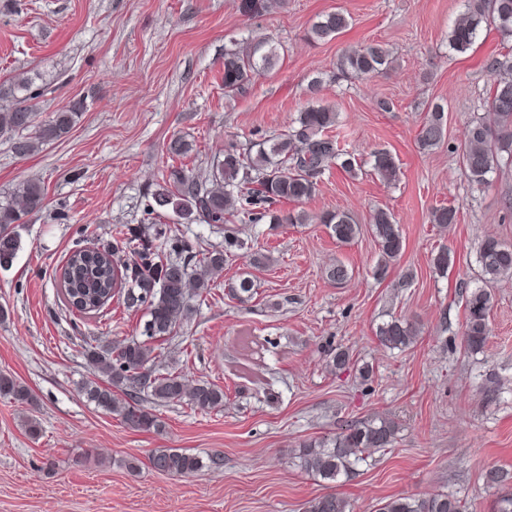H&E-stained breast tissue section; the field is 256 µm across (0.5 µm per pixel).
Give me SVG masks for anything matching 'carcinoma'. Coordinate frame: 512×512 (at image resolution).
<instances>
[{
  "label": "carcinoma",
  "mask_w": 512,
  "mask_h": 512,
  "mask_svg": "<svg viewBox=\"0 0 512 512\" xmlns=\"http://www.w3.org/2000/svg\"><path fill=\"white\" fill-rule=\"evenodd\" d=\"M283 6V0H240V10L249 16L261 15ZM494 27L501 36L512 38V0H468L464 17L454 25L449 44L458 51L467 50L476 40L481 24ZM349 20L341 11L325 14L308 33L311 41H322L341 34ZM389 65L388 52L378 44H367L349 52L342 60L345 72L367 77ZM491 80V99L485 116L467 125L463 167L471 183L482 185L487 176L512 158V56L491 58L485 66ZM259 69L253 55L237 49L224 52V90L242 92L254 82ZM38 89L29 76L19 75L0 84V100L9 106L0 110V134L12 138V149L20 157L28 156L39 146L66 136L79 113V106L61 109L38 127L35 137L23 132L34 120L27 101ZM337 113L330 106L309 105L301 111L297 125L280 136L249 144L244 151L230 148L224 159L211 164L209 171L194 176L182 167L171 166L162 172L161 181L146 204V215L156 209H170L181 220L200 221L224 227V246L202 254L194 274L185 260L162 257V249L181 255L189 245L171 238L160 246L144 224L126 225L119 240L95 243L72 250L59 270V284L69 308L82 314L101 310L115 295H120L128 309L144 308L149 319L145 338L117 341L103 347L87 343L84 357L93 378L83 382L78 393L98 408L118 414L124 424L136 431L158 430L161 426L152 405L187 400L200 411L224 405V390L200 381L188 385L180 373H161L154 367L155 343L166 340L192 314L191 295L207 292L214 277L224 270L227 259L246 242L229 225L303 224L305 214L282 209L288 202H303L316 191L318 179L329 164L340 161L349 174L356 173L355 154L342 150L336 137L329 134L336 125ZM444 110L436 105L428 113L418 133L423 149L433 148L444 138ZM374 170L385 180L397 178L398 167L387 151L374 154ZM44 186L37 180L21 183L9 196L0 200V268L12 266L21 248L17 230L23 216L45 207ZM320 223L330 226L336 241L352 242L359 225L345 212L325 213ZM430 222L446 228L457 222V210L441 206L430 213ZM372 233L378 243L384 274L390 261L402 250L403 240L393 215L383 209L374 212ZM122 249L132 258L114 260ZM479 263L485 282L493 283L512 277V244L495 237L485 238L479 250ZM493 297L486 288H475L466 296V319L463 329L467 350L481 351L490 336L489 316ZM419 334L417 323L394 318L377 327L379 342L388 349H405ZM0 395L21 405L33 401L30 389L11 375L0 374ZM396 434L395 422L386 417L370 419L326 438L307 441L297 454L298 466L305 472L335 482L348 475L370 448L390 446ZM151 467L172 477H188L203 467L202 459L181 448H157L149 457ZM306 512H349V503L336 494H324L307 503ZM378 512H466L458 498L438 493L428 497H392Z\"/></svg>",
  "instance_id": "obj_1"
}]
</instances>
